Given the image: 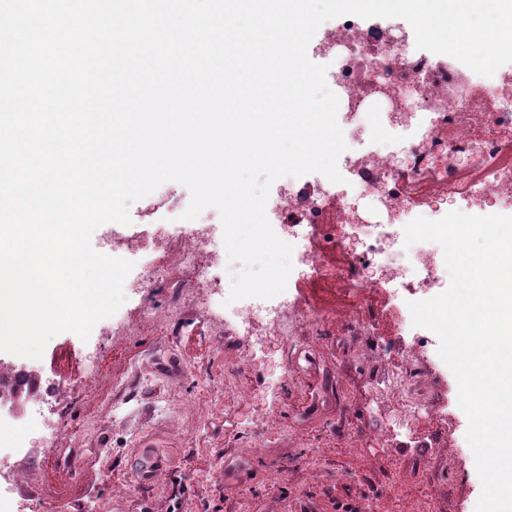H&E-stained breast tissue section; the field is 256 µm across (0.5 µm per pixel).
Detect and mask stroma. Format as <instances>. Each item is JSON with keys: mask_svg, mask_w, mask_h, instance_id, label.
<instances>
[{"mask_svg": "<svg viewBox=\"0 0 512 512\" xmlns=\"http://www.w3.org/2000/svg\"><path fill=\"white\" fill-rule=\"evenodd\" d=\"M241 346L252 347L249 336H225L190 304L178 320L145 324L118 346L96 333L53 337L41 358L43 383L78 379L89 347L98 350L97 381L69 411L59 441L74 449L75 466L54 465L39 445L0 454L21 473L16 492L26 512H475L481 483L452 372L440 387L421 385L440 425L455 428L450 466L441 449L383 447L361 436L397 408L386 384L403 350L398 337H361L355 352L340 336L271 342L287 353L283 381L270 371L267 349L252 347L251 361L230 366V348ZM235 387L251 390V403L233 399ZM118 402L124 411L116 416ZM259 409L302 439L261 430ZM146 449L166 460L148 484L138 459ZM415 453L429 467L402 485L399 462ZM241 460L255 463L247 479L227 477L226 462Z\"/></svg>", "mask_w": 512, "mask_h": 512, "instance_id": "35a3bbf8", "label": "stroma"}]
</instances>
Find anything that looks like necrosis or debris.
Instances as JSON below:
<instances>
[{"label":"necrosis or debris","instance_id":"4bbe7bcc","mask_svg":"<svg viewBox=\"0 0 512 512\" xmlns=\"http://www.w3.org/2000/svg\"><path fill=\"white\" fill-rule=\"evenodd\" d=\"M310 51L330 65V88L339 98L348 145L339 158L347 181L291 182L271 200L269 208L279 218L273 230L294 247L285 291L269 300L213 307L212 270L222 256L216 226L201 220L173 239L105 231L103 253L115 257L134 249L145 256L138 275L125 281L126 293L168 285L164 255L171 249L192 275L195 305L218 324L231 314L289 342L309 335L336 320L335 309L303 299L301 287L315 285L343 289L353 301L338 335H370L373 323L362 317L359 303L385 291L395 313L394 335L409 336L408 302L433 297L447 269L442 250L406 245L404 226L423 213L434 220L453 210L512 215V78L484 81L453 59L415 57L395 27L368 26L353 16L327 24ZM367 121L383 128L385 137L362 139ZM426 352L423 341L411 339L389 385L398 420L371 433V440L387 443L434 420L431 405L415 389L425 376ZM96 373L90 362L82 381L53 384L61 400L38 421L16 417L0 403V447L24 448L38 432H60L68 406L90 395Z\"/></svg>","mask_w":512,"mask_h":512}]
</instances>
